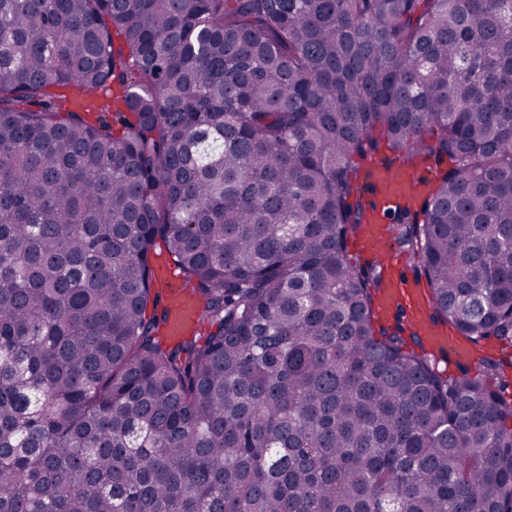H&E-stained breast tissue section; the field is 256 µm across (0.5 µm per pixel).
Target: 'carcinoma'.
I'll return each instance as SVG.
<instances>
[{
	"label": "carcinoma",
	"mask_w": 512,
	"mask_h": 512,
	"mask_svg": "<svg viewBox=\"0 0 512 512\" xmlns=\"http://www.w3.org/2000/svg\"><path fill=\"white\" fill-rule=\"evenodd\" d=\"M378 155L480 374L376 317ZM511 387L512 0H0V512H512ZM169 315L162 329V338L175 342L201 322V312L192 299L180 290L177 277L170 275L167 283Z\"/></svg>",
	"instance_id": "cac0c4a2"
}]
</instances>
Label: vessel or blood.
I'll return each mask as SVG.
<instances>
[{"instance_id": "b4317fda", "label": "vessel or blood", "mask_w": 512, "mask_h": 512, "mask_svg": "<svg viewBox=\"0 0 512 512\" xmlns=\"http://www.w3.org/2000/svg\"><path fill=\"white\" fill-rule=\"evenodd\" d=\"M373 200L378 218L368 226L362 237V248L367 257L385 269V286L379 297L378 312L387 316L394 309H403L406 320L426 341L432 353H451L460 358L468 357L470 350L465 340L454 331L428 321L427 305L415 280L409 278L397 256L390 250L383 213L400 203L419 197L425 192L426 176L409 171H386L380 161H372ZM169 315L162 329L164 340L174 342L194 329L201 321V313L192 299L180 290L176 277L167 283Z\"/></svg>"}]
</instances>
